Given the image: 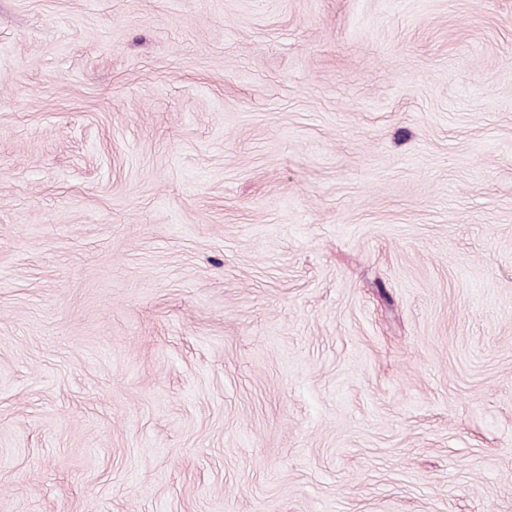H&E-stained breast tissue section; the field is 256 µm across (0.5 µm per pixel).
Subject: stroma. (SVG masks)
I'll list each match as a JSON object with an SVG mask.
<instances>
[{
  "label": "stroma",
  "mask_w": 512,
  "mask_h": 512,
  "mask_svg": "<svg viewBox=\"0 0 512 512\" xmlns=\"http://www.w3.org/2000/svg\"><path fill=\"white\" fill-rule=\"evenodd\" d=\"M0 512H512V0H0Z\"/></svg>",
  "instance_id": "35a3bbf8"
}]
</instances>
